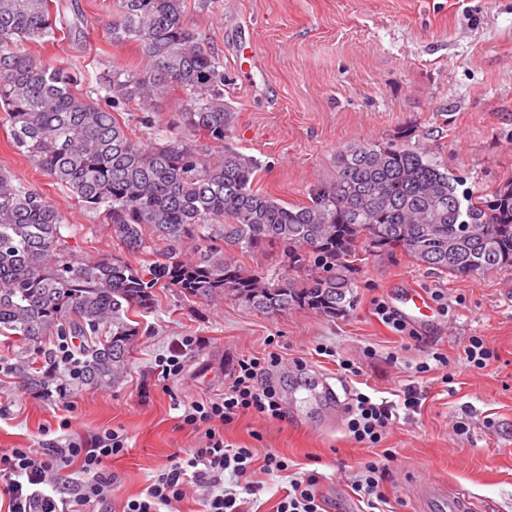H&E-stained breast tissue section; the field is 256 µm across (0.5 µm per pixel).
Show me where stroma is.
Wrapping results in <instances>:
<instances>
[{
    "label": "stroma",
    "instance_id": "stroma-1",
    "mask_svg": "<svg viewBox=\"0 0 512 512\" xmlns=\"http://www.w3.org/2000/svg\"><path fill=\"white\" fill-rule=\"evenodd\" d=\"M57 2L86 22L79 37L35 47L44 61L77 57L93 75L141 65L136 43H112L105 32L115 0ZM187 17L224 61V99L236 113L230 144L260 162V192L305 202L310 187L333 176L344 146L390 142L406 129L466 188L512 179V0H209L204 9L189 0ZM0 168L58 208L79 258L114 253L108 226L16 154L1 126ZM354 266V304L336 319L306 308L264 314L230 297L206 302L158 288L112 388L46 400L0 374V449L39 448L49 438L89 447L98 433L122 429L128 450L110 464L111 505L120 512L168 455L201 446V434L180 421L184 404L222 396L239 358L274 351L282 361L269 379L284 420L244 415L225 426L224 439L256 459L273 452L294 472H319L325 512H361L351 484L386 448L395 459L382 483L385 512H415L417 480L467 490L474 512H512V271L458 278L400 253L361 252ZM409 288L422 289L438 313L400 332L378 318L375 303L395 306ZM188 336L181 375L163 379L157 358ZM473 336L496 354L482 369L464 359ZM320 345L331 356L316 354ZM436 353L448 357L451 384L440 371L418 370ZM340 358L357 362L360 376L338 373ZM358 388L399 406L411 388L420 404L400 407L380 446L369 448L346 430L343 405ZM289 474L256 470L245 512H276Z\"/></svg>",
    "mask_w": 512,
    "mask_h": 512
}]
</instances>
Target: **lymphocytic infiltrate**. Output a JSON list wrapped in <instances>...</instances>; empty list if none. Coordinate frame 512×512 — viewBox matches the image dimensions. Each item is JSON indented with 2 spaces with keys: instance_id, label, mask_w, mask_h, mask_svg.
I'll return each instance as SVG.
<instances>
[{
  "instance_id": "obj_1",
  "label": "lymphocytic infiltrate",
  "mask_w": 512,
  "mask_h": 512,
  "mask_svg": "<svg viewBox=\"0 0 512 512\" xmlns=\"http://www.w3.org/2000/svg\"><path fill=\"white\" fill-rule=\"evenodd\" d=\"M280 362L275 352L246 356L239 360L222 397L185 405L181 421L203 431L204 447L183 455L171 454L154 482L140 496L127 500L122 512H163L171 503L181 501L191 485L211 487L206 512H242L239 497L224 493L222 484L228 475L237 481L247 480L253 452L228 446L224 427L246 414L283 420L278 392L266 380L268 371ZM347 410L349 435L371 448L381 442L384 429L396 414L394 406L375 402L361 391L355 392ZM127 448L126 435L112 429L97 437L90 448L74 439L62 448L0 450V502H6L8 512H88L91 506L104 504L103 492L112 485L109 463ZM76 460L81 461L85 476L80 487L52 481L55 471ZM319 483L316 473L290 480L288 493L276 512H322Z\"/></svg>"
}]
</instances>
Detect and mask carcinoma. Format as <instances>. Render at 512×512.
<instances>
[{
  "label": "carcinoma",
  "mask_w": 512,
  "mask_h": 512,
  "mask_svg": "<svg viewBox=\"0 0 512 512\" xmlns=\"http://www.w3.org/2000/svg\"><path fill=\"white\" fill-rule=\"evenodd\" d=\"M187 0H118L112 43L135 42L138 68L91 77L73 61L50 65L26 45H55L78 30L55 0H0V122L10 144L60 190L103 217L135 256L78 260L65 220L43 193L0 170V370L38 397L109 388L126 373L138 327L130 313L156 304L163 285L196 299L233 296L265 314L311 309L334 318L354 303L351 258L399 250L428 270L470 277L512 271V179L483 193L463 188L416 146L354 143L333 177L288 205L256 191L260 162L228 145L224 61L186 19ZM178 93L159 123L154 100ZM139 106L147 136L125 115ZM221 149L207 157L196 141ZM281 246L295 272L251 270L242 258ZM74 340L61 361L48 345Z\"/></svg>",
  "instance_id": "carcinoma-1"
}]
</instances>
